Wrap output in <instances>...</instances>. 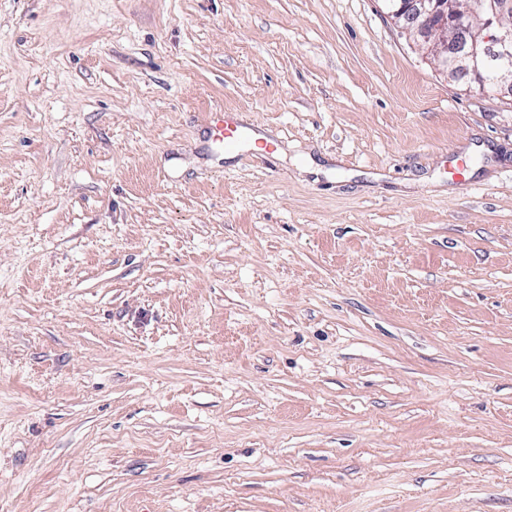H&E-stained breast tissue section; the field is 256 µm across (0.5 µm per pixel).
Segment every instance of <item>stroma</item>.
Here are the masks:
<instances>
[{"label":"stroma","mask_w":512,"mask_h":512,"mask_svg":"<svg viewBox=\"0 0 512 512\" xmlns=\"http://www.w3.org/2000/svg\"><path fill=\"white\" fill-rule=\"evenodd\" d=\"M0 512H512V95L381 0H0ZM213 140L224 147L233 149L247 133L249 127L232 112H214L210 116Z\"/></svg>","instance_id":"obj_1"}]
</instances>
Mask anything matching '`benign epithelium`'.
Here are the masks:
<instances>
[{
  "label": "benign epithelium",
  "mask_w": 512,
  "mask_h": 512,
  "mask_svg": "<svg viewBox=\"0 0 512 512\" xmlns=\"http://www.w3.org/2000/svg\"><path fill=\"white\" fill-rule=\"evenodd\" d=\"M391 21L430 44L443 74L512 93V0H385Z\"/></svg>",
  "instance_id": "obj_1"
}]
</instances>
